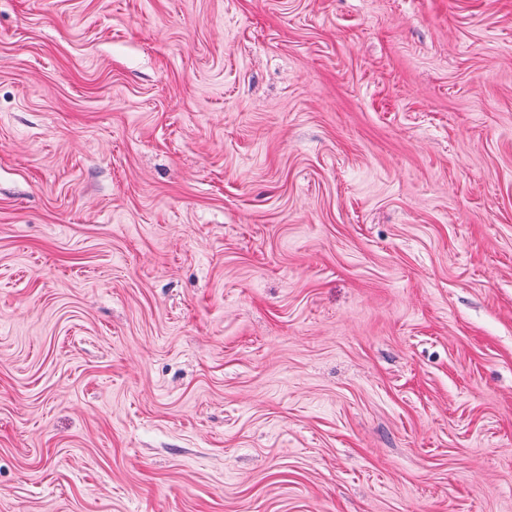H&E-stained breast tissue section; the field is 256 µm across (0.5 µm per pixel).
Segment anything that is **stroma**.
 <instances>
[{
    "mask_svg": "<svg viewBox=\"0 0 512 512\" xmlns=\"http://www.w3.org/2000/svg\"><path fill=\"white\" fill-rule=\"evenodd\" d=\"M0 512H512V0H0Z\"/></svg>",
    "mask_w": 512,
    "mask_h": 512,
    "instance_id": "stroma-1",
    "label": "stroma"
}]
</instances>
